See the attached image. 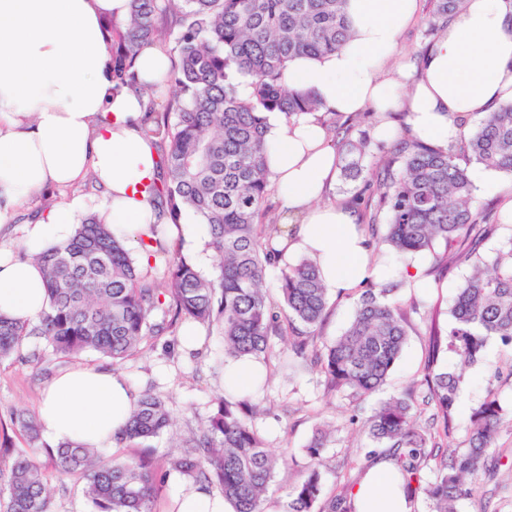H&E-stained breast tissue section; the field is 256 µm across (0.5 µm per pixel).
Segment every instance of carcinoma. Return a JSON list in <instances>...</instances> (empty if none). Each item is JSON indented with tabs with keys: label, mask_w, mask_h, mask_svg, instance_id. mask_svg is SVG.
Here are the masks:
<instances>
[{
	"label": "carcinoma",
	"mask_w": 512,
	"mask_h": 512,
	"mask_svg": "<svg viewBox=\"0 0 512 512\" xmlns=\"http://www.w3.org/2000/svg\"><path fill=\"white\" fill-rule=\"evenodd\" d=\"M346 0H128V18L108 24L112 78L136 83L134 64L148 47L174 39L178 62L168 81L174 88L165 112L146 133L169 141L164 188L145 186L163 196L173 222L183 211L204 218L207 246L219 258L206 277L176 245L165 243L166 225L151 226L155 256L165 258L163 277L144 271L124 241L96 216L76 225L69 242L39 256L46 271L48 310L34 320L0 316V360L11 357L29 336L43 339L56 355L74 358L93 351L119 364L137 355L152 339L175 334L193 321L221 336L224 355L261 361L271 376L319 367L324 390L363 401L387 383L407 342V313L433 319L424 289L402 304L404 287L391 279L358 289L353 317L335 339L316 345L328 314V290L317 264L304 258L281 265L279 227L266 200L273 185L265 164L267 113L293 118L319 108L308 91L285 83L288 62L297 56H322L346 40ZM465 0H428L423 37L431 40L464 6ZM176 17L175 33L156 26L159 15ZM252 87L240 96L235 76ZM175 121H170V115ZM325 123L341 158L346 180L359 176L360 162L375 158L370 180L351 203L369 215L362 228L375 240L380 257L431 253L432 272L440 281L448 267L465 265L446 332L430 325L431 364L423 378L381 402L359 424L378 448L391 453L407 495L412 483L433 502V512H458L457 503L474 494L476 483L503 466L497 436L506 424L497 392L487 389L473 410L466 445L452 450L420 484V473L438 458L442 444L431 429L416 424L414 391L427 387L433 420L449 436L450 420L462 373L436 369L442 349L465 365L479 361L490 337L512 347V234L491 252L481 244L498 217L478 204L471 165L512 176V106L477 118L466 139L448 147L425 144L404 134L392 145L373 144L365 132L326 114ZM442 245L441 254L435 252ZM279 270L278 296L266 286ZM288 337L290 353L271 363V340ZM260 410L247 393L218 396L207 422L185 441V450L167 467L206 489H220L233 512H263L274 475L287 458L273 455L256 423ZM14 422L30 450L42 451L59 475H78L94 512H157L156 492L166 472L147 454L107 458L97 449L70 443L55 448L41 440L37 415L20 412ZM172 426L166 402L145 392L117 441L144 444ZM336 428L314 431L301 448L308 458L305 479L289 491V512H355V479L336 475V488L325 493L322 454ZM0 512H54L47 474L29 450L0 447Z\"/></svg>",
	"instance_id": "obj_1"
}]
</instances>
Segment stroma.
<instances>
[{
  "instance_id": "stroma-1",
  "label": "stroma",
  "mask_w": 512,
  "mask_h": 512,
  "mask_svg": "<svg viewBox=\"0 0 512 512\" xmlns=\"http://www.w3.org/2000/svg\"><path fill=\"white\" fill-rule=\"evenodd\" d=\"M100 191L94 181L35 192L0 219V241H14L22 236L24 225L33 223L49 208L73 200L83 204L82 215L97 211ZM407 343L403 354L384 388L368 398L364 410H372L380 401L400 392L411 380L420 377L428 360L426 327L419 315L408 317ZM42 341L29 338L17 354L0 362V445L22 448L26 437L12 423L18 411H36L47 383L72 362L51 354L45 355L41 368H33L27 358L42 348ZM224 344L221 336L204 335L197 349L182 346L179 336H162L145 346L141 353L122 365L95 352L83 354V363L104 369L118 368L136 392L151 391L161 396L172 414L173 425L160 438L151 441L156 463L180 451L191 429L206 422L213 411L214 399L224 391ZM467 382L462 387L454 410L451 447L460 448L473 408L482 402L487 386H494L506 416L512 417V348L498 339H490L482 361L466 367ZM256 402L260 408L258 424L273 452H294L293 462L281 467L266 494L264 512H288V492L306 474L307 460L300 449L322 423L338 427L335 442L322 457L326 488H333L335 473L346 456L362 457L372 450L367 435L349 424L351 407L341 395L326 393L318 372L298 376L278 373L272 376L267 390ZM49 486L55 512H92L85 499L83 481L78 476L52 475ZM459 512H512V471L499 470L493 480L480 484L475 496L460 501Z\"/></svg>"
}]
</instances>
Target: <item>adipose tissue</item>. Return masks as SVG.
Masks as SVG:
<instances>
[{"label": "adipose tissue", "mask_w": 512, "mask_h": 512, "mask_svg": "<svg viewBox=\"0 0 512 512\" xmlns=\"http://www.w3.org/2000/svg\"><path fill=\"white\" fill-rule=\"evenodd\" d=\"M418 0H347L350 36L336 52L299 57L287 82L316 94L319 111L294 120L268 115L267 166L289 221L284 257L320 266L326 288L345 293L383 282L351 210L319 204L336 174V151L323 123L334 112H401L411 134L438 146L464 140L471 122L512 105V0H466L416 59L387 72ZM127 15L125 0H0V216L45 187L94 179L99 216L138 250L149 227L166 223L146 183L156 179L157 141L145 135L143 88L167 85L171 60L145 49L137 84L116 86L104 27ZM79 202L50 208L25 225L19 245L0 243V315L33 319L48 309L37 254L69 240ZM28 257L14 258L16 247ZM137 394L120 373L80 365L47 385L38 408L53 444L109 448L126 425ZM389 459H378L354 489L357 512H411ZM177 512H226L221 495L172 479Z\"/></svg>", "instance_id": "1"}]
</instances>
